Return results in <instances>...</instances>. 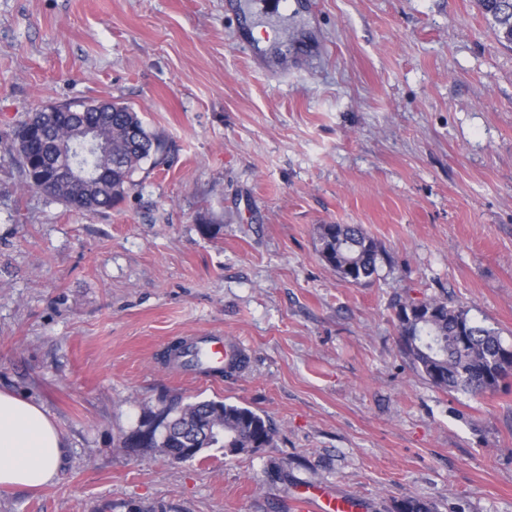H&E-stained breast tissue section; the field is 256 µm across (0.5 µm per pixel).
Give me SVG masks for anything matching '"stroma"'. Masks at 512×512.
Returning <instances> with one entry per match:
<instances>
[{
  "label": "stroma",
  "mask_w": 512,
  "mask_h": 512,
  "mask_svg": "<svg viewBox=\"0 0 512 512\" xmlns=\"http://www.w3.org/2000/svg\"><path fill=\"white\" fill-rule=\"evenodd\" d=\"M0 0V391L67 441L55 479L0 512H300L303 491L392 512H512V384L434 387L395 303L451 296L512 347V47L475 0ZM119 102L164 154L124 200L69 211L26 188L12 146L48 105ZM322 224L390 256L345 282ZM232 336L230 377L168 358ZM221 400L271 446L175 463L124 447L145 409ZM288 472L271 482V463Z\"/></svg>",
  "instance_id": "35a3bbf8"
}]
</instances>
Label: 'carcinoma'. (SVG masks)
<instances>
[{
    "label": "carcinoma",
    "mask_w": 512,
    "mask_h": 512,
    "mask_svg": "<svg viewBox=\"0 0 512 512\" xmlns=\"http://www.w3.org/2000/svg\"><path fill=\"white\" fill-rule=\"evenodd\" d=\"M477 7L490 21L497 38L512 44V0H477ZM39 131L14 147L24 184L35 188L32 171L43 168L45 157L59 143H76L86 137L96 144L93 156L84 163L103 170L102 183L83 187L88 201L75 198L68 185L48 186V195L78 213L108 210L123 200L132 185V175L142 160L163 149V140L148 132L138 114L118 104L113 112H99L94 104L86 111L41 113ZM319 253L343 280L348 276L342 264L355 268L352 283L359 284L378 275L387 261L386 251L357 224H322L318 232ZM427 304L439 309L430 323L418 324L396 318L400 348L415 371L433 386L443 390H463L474 394L494 390L512 375V360L500 356L505 349L498 333L472 321L469 311L450 298H433ZM470 331L468 344L459 345L458 332ZM153 425L149 439L142 431L127 436L126 448H149L175 463L183 462L185 448H222L226 456H238L265 448L274 441L275 429L255 411L223 401L183 402L172 398L158 414H148ZM393 512H435L422 499L409 497L395 502Z\"/></svg>",
    "instance_id": "carcinoma-1"
}]
</instances>
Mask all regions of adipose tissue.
<instances>
[{"label": "adipose tissue", "mask_w": 512, "mask_h": 512, "mask_svg": "<svg viewBox=\"0 0 512 512\" xmlns=\"http://www.w3.org/2000/svg\"><path fill=\"white\" fill-rule=\"evenodd\" d=\"M67 443L42 405L0 391V488L42 487L51 482Z\"/></svg>", "instance_id": "obj_1"}]
</instances>
